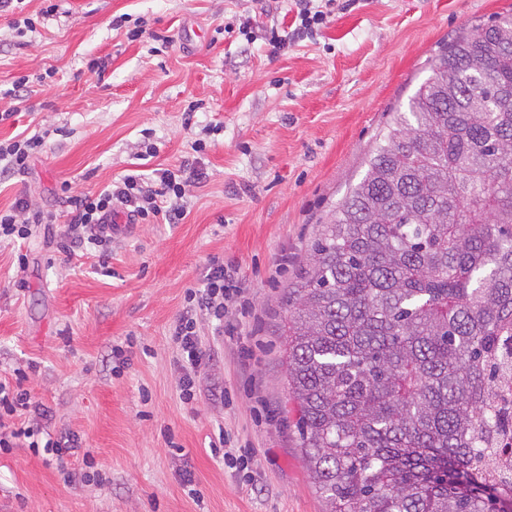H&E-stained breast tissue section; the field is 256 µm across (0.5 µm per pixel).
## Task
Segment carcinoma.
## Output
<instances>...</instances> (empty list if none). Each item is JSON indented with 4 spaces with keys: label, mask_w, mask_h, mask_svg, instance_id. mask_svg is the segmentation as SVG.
I'll return each instance as SVG.
<instances>
[{
    "label": "carcinoma",
    "mask_w": 512,
    "mask_h": 512,
    "mask_svg": "<svg viewBox=\"0 0 512 512\" xmlns=\"http://www.w3.org/2000/svg\"><path fill=\"white\" fill-rule=\"evenodd\" d=\"M286 305L324 512L512 501V16L452 42L394 110Z\"/></svg>",
    "instance_id": "obj_1"
}]
</instances>
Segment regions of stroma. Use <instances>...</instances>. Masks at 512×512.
I'll return each instance as SVG.
<instances>
[{"label": "stroma", "instance_id": "35a3bbf8", "mask_svg": "<svg viewBox=\"0 0 512 512\" xmlns=\"http://www.w3.org/2000/svg\"><path fill=\"white\" fill-rule=\"evenodd\" d=\"M510 14L512 0H335L299 37L292 0H22L0 15V89L26 81L0 98V140H45L0 181V210L24 197L62 225L67 196L124 175L186 160L203 174L182 223L130 225L104 268L40 226L26 247L0 241V380L47 411L6 422L39 445L0 450V512H322L283 295L390 112L452 41ZM274 28L293 34L283 49ZM214 259L245 290L223 324L197 314L207 361L187 404L173 334ZM64 435L75 451L50 460L44 442Z\"/></svg>", "mask_w": 512, "mask_h": 512}]
</instances>
